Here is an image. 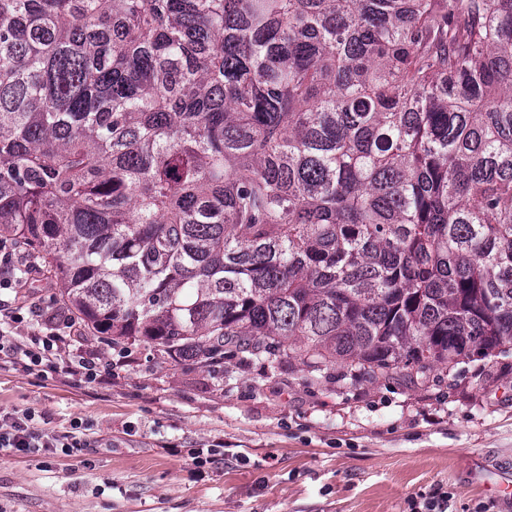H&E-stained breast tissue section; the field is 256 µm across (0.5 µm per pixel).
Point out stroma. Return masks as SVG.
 <instances>
[{
    "label": "stroma",
    "instance_id": "1",
    "mask_svg": "<svg viewBox=\"0 0 512 512\" xmlns=\"http://www.w3.org/2000/svg\"><path fill=\"white\" fill-rule=\"evenodd\" d=\"M58 300L39 273L0 288L19 313L0 333L29 341L42 329L29 304ZM66 352L112 362L111 378L7 364L0 409L33 411L58 434L80 423L91 445L0 456V512H409L438 490L448 512H512L487 486L512 482V354L414 385L339 362L271 369L230 350L219 373L142 342L78 338ZM218 443L229 457L196 474L192 451Z\"/></svg>",
    "mask_w": 512,
    "mask_h": 512
}]
</instances>
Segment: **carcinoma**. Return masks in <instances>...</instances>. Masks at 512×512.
Masks as SVG:
<instances>
[{
  "label": "carcinoma",
  "instance_id": "1",
  "mask_svg": "<svg viewBox=\"0 0 512 512\" xmlns=\"http://www.w3.org/2000/svg\"><path fill=\"white\" fill-rule=\"evenodd\" d=\"M1 237L211 369L501 353L512 0H0Z\"/></svg>",
  "mask_w": 512,
  "mask_h": 512
}]
</instances>
